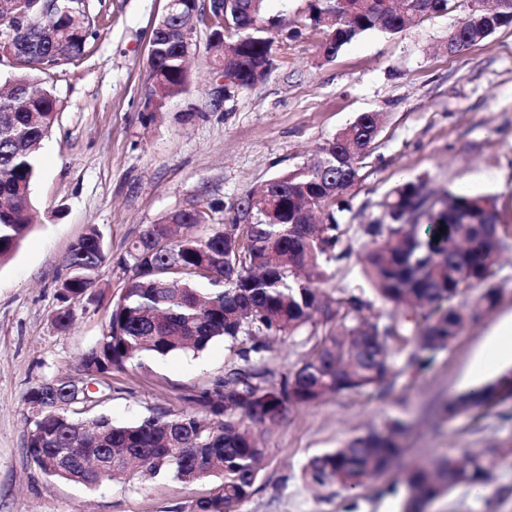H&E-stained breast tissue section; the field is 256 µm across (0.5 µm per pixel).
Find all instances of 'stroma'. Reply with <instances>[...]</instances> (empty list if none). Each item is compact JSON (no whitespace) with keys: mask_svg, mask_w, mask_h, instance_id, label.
<instances>
[{"mask_svg":"<svg viewBox=\"0 0 512 512\" xmlns=\"http://www.w3.org/2000/svg\"><path fill=\"white\" fill-rule=\"evenodd\" d=\"M307 4L266 0L273 65L253 88L220 102L206 53L210 30L197 25L185 91L156 106L148 101L149 39L167 0H84L98 36L75 66L39 76L60 111L31 185L35 222L0 265V512H177L208 491L205 483L141 479L90 490L47 477L27 457L26 392L74 375L108 323L107 294H119L126 281L129 244L168 213L194 203L211 223L228 221L246 191L298 169L360 114L376 112L373 149L332 208L349 255L328 268L331 295L359 296L372 319L394 315L363 279L361 228L381 218L386 193L408 180L424 179L437 193L494 196L512 237V27L452 54L448 33L463 16L452 8L394 34L366 32L328 59L322 33L304 23ZM91 224L107 250L98 278L104 297L80 305L62 333L52 319L65 257ZM492 284L499 293L493 311L466 322L424 374L287 409L264 433L267 464L239 512H401L406 473L462 451L495 459L490 482L478 496L456 489L426 512H512V398L441 417L449 389L466 392L486 338L512 316V251L503 253ZM311 334L304 326L252 360L276 376L297 369ZM228 360L220 340L195 355L143 359L114 374L100 410L117 425L181 412L186 395L223 378ZM395 419L407 425L403 452L367 487L351 496L304 484L309 458Z\"/></svg>","mask_w":512,"mask_h":512,"instance_id":"35a3bbf8","label":"stroma"}]
</instances>
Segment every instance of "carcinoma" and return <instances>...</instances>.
Wrapping results in <instances>:
<instances>
[{
    "mask_svg": "<svg viewBox=\"0 0 512 512\" xmlns=\"http://www.w3.org/2000/svg\"><path fill=\"white\" fill-rule=\"evenodd\" d=\"M452 0H309L306 20L322 30L320 50L330 59L361 34L402 31L415 17L448 11ZM464 18L448 34V53H457L503 27H512V0H497L487 11L479 0H457ZM264 0H224V38L209 44L216 68L233 80L224 98L249 90L270 71L271 38L257 22ZM19 19L0 51L10 55L16 73L0 97V265L8 261L31 229L30 187L42 141L58 118L54 94L35 77L80 61L94 38L86 13L46 7L45 0H19ZM204 10L184 0L165 12L153 33L149 57L151 98L158 102L181 94L187 61L177 29ZM378 134L377 116L367 113L325 142L301 168L250 190L234 207L230 224L199 235L195 228L209 215L196 206L177 210L149 225L127 248L129 276L116 299L109 300V321L97 342L81 357L76 379L94 385L77 397L71 381H46L27 391V452L46 471L44 457L58 471L50 476L95 489L117 476L146 472L190 484L212 482L206 495L179 512H239L255 491L269 448L255 429L279 420L286 406L310 404L330 393L361 392L401 374L426 370L434 355L448 347L467 319L497 303L491 284L501 235L490 196L446 194L431 198L423 183L408 181L390 190L383 215L363 227L369 238L361 257L362 274L386 303L403 312L388 322L360 314L362 301L328 294L330 262L349 255L335 220L314 224L358 180L360 165ZM445 228L439 232V228ZM107 259L95 226L75 240L67 256V276L59 286L54 325L70 329L75 306L97 287ZM484 291L466 310L457 299L475 286ZM355 313L320 337L302 365L265 387L267 372L251 353L270 336L291 335L316 319L330 322L341 309ZM215 340L233 355L224 379L182 397L195 406L175 415L153 414L129 425H115L106 414L87 412L112 396V373L144 354L164 358L199 352ZM512 393L506 375L479 394L448 400L455 418L472 407ZM393 424L386 432L369 429L342 446L314 456L302 470L305 482L360 488L401 453ZM495 461L479 452H461L413 468L406 476L403 512H420L452 490L482 487Z\"/></svg>",
    "mask_w": 512,
    "mask_h": 512,
    "instance_id": "carcinoma-1",
    "label": "carcinoma"
}]
</instances>
